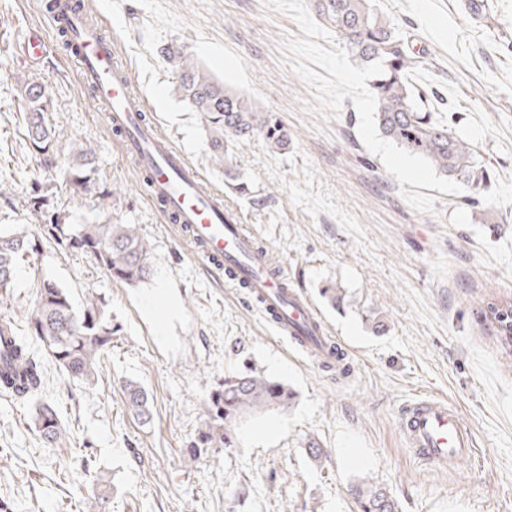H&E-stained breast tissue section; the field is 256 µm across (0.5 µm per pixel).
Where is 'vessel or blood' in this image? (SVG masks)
I'll return each instance as SVG.
<instances>
[{"label":"vessel or blood","instance_id":"vessel-or-blood-1","mask_svg":"<svg viewBox=\"0 0 512 512\" xmlns=\"http://www.w3.org/2000/svg\"><path fill=\"white\" fill-rule=\"evenodd\" d=\"M88 0H55L48 19L52 28L67 27L76 41L79 79L106 115L109 127L121 128L117 146L136 159L149 178L156 204L175 236L206 268L229 272L264 302L263 312L279 335L301 341L322 368L343 369L346 354L337 348L325 323L301 291L288 284L268 256L254 246L236 206L218 189H204L203 175L157 125L146 120L147 99L134 89L120 60L115 34L101 21H90ZM403 444L418 459L447 467L475 457L476 440L447 399L422 395L402 409Z\"/></svg>","mask_w":512,"mask_h":512}]
</instances>
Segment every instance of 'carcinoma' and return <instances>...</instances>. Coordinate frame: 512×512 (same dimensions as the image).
Wrapping results in <instances>:
<instances>
[{"label":"carcinoma","mask_w":512,"mask_h":512,"mask_svg":"<svg viewBox=\"0 0 512 512\" xmlns=\"http://www.w3.org/2000/svg\"><path fill=\"white\" fill-rule=\"evenodd\" d=\"M323 24L347 37L346 47L355 61L370 72L369 89L375 121L380 132L405 153L429 164L443 177L468 178L469 189L488 186L489 174L472 145L448 124L431 115L423 94L411 83L421 65L398 27L371 5V0H310ZM23 104L27 138L43 154L67 139L63 129L50 120L51 98L33 78L17 79ZM174 93L187 108L199 114L207 133V146L217 165H224L241 140L262 137L275 150L288 147L290 135L275 118L261 112L245 96L224 88L201 67L187 61L178 65ZM95 151L71 142L68 181L76 193L96 192ZM71 247L91 254L108 275L137 286L154 273L149 242L132 224H82L67 234ZM34 252L27 232L0 226V292L14 287L18 264ZM100 297L74 307L69 292L44 278L30 320L32 335L41 348L70 378L95 381L100 356L112 345V319L105 315ZM9 336L0 349V392L17 400L35 402L34 425L39 439L49 446L63 444V428L56 408L41 400L44 376L28 342L15 335L12 323L0 322V338ZM126 404L141 423L152 420L147 390L136 383L125 386ZM293 392L280 381L267 378L247 366L224 376V383L209 397V433L205 442L230 448L235 427L246 415L265 408H285ZM360 512H398L396 502L378 485L357 487Z\"/></svg>","instance_id":"cac0c4a2"}]
</instances>
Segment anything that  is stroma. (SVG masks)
I'll list each match as a JSON object with an SVG mask.
<instances>
[{
	"mask_svg": "<svg viewBox=\"0 0 512 512\" xmlns=\"http://www.w3.org/2000/svg\"><path fill=\"white\" fill-rule=\"evenodd\" d=\"M478 2L476 12L469 0L373 2L425 54L415 87L486 162L488 186L470 191L381 134L368 73L309 0H91L118 32L149 118L230 196L348 348L352 373L340 380L172 236L59 38L44 59H23V39L48 28L42 0H0V224L24 228L34 246L0 295V320L29 335L45 277L79 308L104 296L118 326L95 382L40 357L62 447L38 438L32 403L0 393V503L9 512H81L105 484L110 512H360L355 489L366 482L386 489L398 512H512V372L484 319L488 304L512 302V0ZM168 46L280 120L292 135L287 150L254 137L224 167L212 163L199 116L173 94ZM21 74L40 79L69 138L94 148L106 203L74 194L67 146L49 166L27 145ZM37 187L67 226L137 225L152 245L153 277L119 283L52 235L31 204ZM328 285L340 303L322 296ZM246 365L288 385L291 404L249 418L234 447L191 456L210 394ZM131 381L153 397L149 424L126 406ZM420 393L459 408L475 458L438 468L404 448L400 414Z\"/></svg>",
	"mask_w": 512,
	"mask_h": 512,
	"instance_id": "35a3bbf8",
	"label": "stroma"
}]
</instances>
